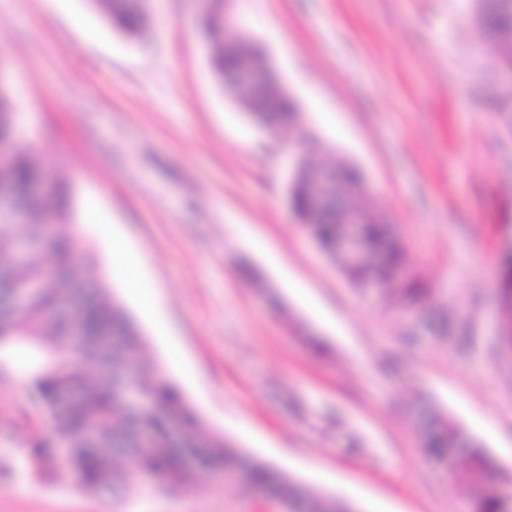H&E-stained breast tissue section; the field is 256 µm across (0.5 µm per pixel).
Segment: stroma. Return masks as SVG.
Listing matches in <instances>:
<instances>
[{
  "label": "stroma",
  "instance_id": "obj_1",
  "mask_svg": "<svg viewBox=\"0 0 512 512\" xmlns=\"http://www.w3.org/2000/svg\"><path fill=\"white\" fill-rule=\"evenodd\" d=\"M473 0H222L225 41H260L318 156L356 165L413 279L399 307L326 255L290 205L305 151L214 81L195 0H141L149 36L92 0H0V67L25 141L69 184L83 244L123 240L157 308L115 299L144 358L250 460L351 512H465L420 436L452 423L512 495V357L498 338L512 251V84L483 57ZM100 221H85L88 207ZM181 361L168 359L171 346ZM30 351L0 350V512H281L196 469L87 491L31 465L50 426Z\"/></svg>",
  "mask_w": 512,
  "mask_h": 512
}]
</instances>
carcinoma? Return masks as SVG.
Wrapping results in <instances>:
<instances>
[{
	"instance_id": "carcinoma-1",
	"label": "carcinoma",
	"mask_w": 512,
	"mask_h": 512,
	"mask_svg": "<svg viewBox=\"0 0 512 512\" xmlns=\"http://www.w3.org/2000/svg\"><path fill=\"white\" fill-rule=\"evenodd\" d=\"M112 27L132 40L144 38L150 28L149 15L130 0H95ZM476 21L484 38V49L501 67L512 68V10L501 0H477ZM202 24L213 35L209 57L211 75L229 95L239 97L234 83L241 56L251 55L266 63L262 51L253 43L240 44L235 52L224 51V17L209 13ZM263 111L250 115L257 124L268 122L290 128L299 121L294 98L269 90L261 100ZM7 93L0 92V144L11 145V159L0 169V183L13 193L18 216L11 224H0V294L10 295L39 281L26 306L16 311H0V347L23 343L38 354L32 368L33 395L51 416L54 431L71 448L68 455L55 459L51 443L36 439L26 455L37 467H52L75 484L90 490L112 485L122 477L118 466H132L149 472L161 482L174 486L191 483L192 472L182 466L189 454L197 461L215 464V475L228 479L242 476L249 486L269 490L288 505L292 512H345L334 501L299 491L279 471L262 462L244 463L242 456L224 438L204 431L196 412L165 380L156 367L144 364L143 340L139 330L128 321L124 309L114 301L98 270L96 255L88 248L79 250L72 233L60 231L75 225L69 185L36 154L31 143L14 141ZM307 166L323 170L331 182H340L343 193H331L320 207L313 205L303 177L290 186V201L298 218L323 252L342 259L336 252V239L344 228L345 214L353 211L363 220L359 232L367 252L379 254L378 264L364 261L348 267L360 284L370 280L383 283L385 290L402 303L410 302L423 289L415 280H399L397 269L405 264L404 250L392 237L381 214L364 203L366 185L359 169L348 163H326L312 155L302 157ZM37 184L42 193L28 194ZM28 237L36 247L21 259L13 254L16 239ZM50 251L54 262L48 266L41 253ZM81 300L80 329L53 316V310L74 298ZM97 370L88 377L84 362ZM135 387L153 405L150 412L130 410L123 401L126 388ZM177 421L183 432L171 434L170 423ZM150 444H144V433ZM464 434L446 425L424 439L425 452L448 462L453 482L464 479L472 488L483 484L491 461L478 449L455 463L448 460V449L458 447ZM101 448H119L124 458L102 454ZM471 512H512V502L496 494L473 496Z\"/></svg>"
}]
</instances>
